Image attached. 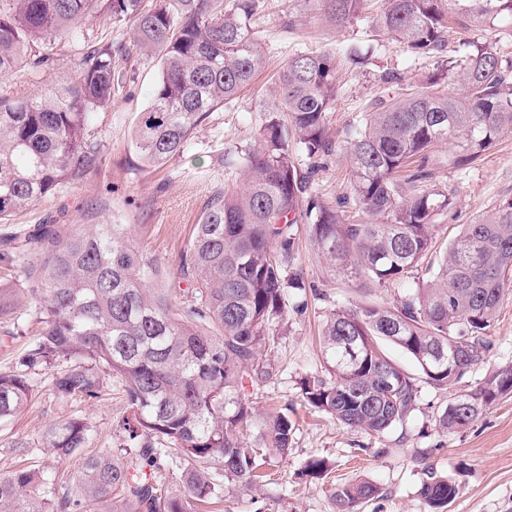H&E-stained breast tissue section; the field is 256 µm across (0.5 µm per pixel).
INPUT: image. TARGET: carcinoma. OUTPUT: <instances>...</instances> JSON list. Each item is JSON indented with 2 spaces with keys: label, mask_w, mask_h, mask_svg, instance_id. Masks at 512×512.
<instances>
[{
  "label": "carcinoma",
  "mask_w": 512,
  "mask_h": 512,
  "mask_svg": "<svg viewBox=\"0 0 512 512\" xmlns=\"http://www.w3.org/2000/svg\"><path fill=\"white\" fill-rule=\"evenodd\" d=\"M328 20L343 27L366 0H323ZM256 0H0V76L31 84L68 61L72 73L37 93L0 91V221L56 195L97 170L96 116L123 88L130 51L112 40L126 25L139 56H160V77L138 113L132 146L143 167L181 157L198 127L249 86L265 66L251 26ZM462 26L495 30L512 22V0H386L377 19L416 57L442 53L449 17ZM92 20L106 31L89 32ZM460 57L387 104H378L346 131L354 182L349 202L365 218L307 194L297 167L333 153L328 115L336 100L335 58L295 55L254 144L238 151L247 181L211 192L177 276L159 283L162 264L135 240L129 224L78 225L62 236L44 228L28 240L26 277L36 287L29 319L9 336L39 324L37 338L11 370L0 372V422L33 401L38 377L52 372L63 399L95 401L106 377L122 381L129 415L117 425L114 448H90L93 428L81 418L49 426L40 447L67 462L72 474L35 465L0 473V512H206L224 502V485L264 486L266 449L292 450L288 414L264 419L258 442L240 428L252 418L237 396L243 380H265V349L285 320V295L305 288L295 264V226L305 224L319 256L369 290L398 288L428 254L426 280L399 294L392 307L334 310L320 339L329 377L301 379L303 400L351 427L382 433L415 406L417 378L380 348L400 347L436 387L482 366L486 329L512 282V198L495 204L451 241L435 236L438 216L453 204L447 190L424 183L428 154L447 144L450 162L474 163L512 130V60L488 41H471ZM458 83L463 93L448 92ZM186 287H181V284ZM19 290L0 289V318L13 313ZM462 357L430 363L448 341ZM512 393V365L486 374L462 406L440 416L456 432ZM177 476V484L170 478ZM370 481L332 489L338 512H359L379 496ZM429 512H446L452 479L429 473L419 489Z\"/></svg>",
  "instance_id": "cac0c4a2"
}]
</instances>
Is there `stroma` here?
I'll return each instance as SVG.
<instances>
[{
    "label": "stroma",
    "mask_w": 512,
    "mask_h": 512,
    "mask_svg": "<svg viewBox=\"0 0 512 512\" xmlns=\"http://www.w3.org/2000/svg\"><path fill=\"white\" fill-rule=\"evenodd\" d=\"M381 8V0H368L361 18L337 28L313 2L257 0L252 28L265 47V69L248 89L212 113L182 157L158 170L142 168L131 144L135 116L146 107L158 79V62L131 60L123 90L112 109L98 118L100 168L84 182L65 187L8 223H0V239L24 243L38 224L65 231L73 224L110 221L131 225L142 246L167 265H176L210 192L243 184L242 168L226 164L224 156L250 146L257 138L266 119L263 106L289 57L311 51L334 55L337 93L327 121L337 141L376 100L395 97L434 72V58L403 52L375 28L372 20ZM480 37L512 58V25L507 23L487 34L452 25L445 56L464 53L466 42ZM449 155L448 146H437L427 163L433 184L453 196L451 211L438 219L436 236L443 240L452 239L463 225L486 214L498 201L512 197V131L502 133L496 145L472 166L456 167L450 164ZM295 162L300 170H312L309 191L314 197L334 205L349 193L350 168L344 151L323 157L315 165L300 153ZM295 249V266L306 288L286 296V319L268 355L272 376L245 382L240 393L253 415L247 439H254L267 412L284 408L294 424L293 450L285 460L270 455L274 483L254 492L234 487L225 493L223 512H337L332 488L363 480L376 483L381 493L361 512H428L419 488L431 472L450 477L456 484L457 495L448 512H512V394L500 398L465 429L449 433L439 426V417L452 398L471 391L487 372L512 365V288L504 290L497 317L487 331L491 351L486 363L451 387H434L407 354L383 343L384 353L395 364L416 375L420 396L403 420L383 433L369 434L308 406L299 381L327 373L318 336L329 313L342 305L390 307L397 291L369 292L354 279L334 273L319 257L307 226H299ZM126 413L115 379H107L97 401H66L58 397L50 375L45 374L35 400L17 417L0 422V434L34 443L51 423L78 415L92 425L95 447L109 448L118 441L113 426ZM314 456L331 463L326 477L303 476L304 466Z\"/></svg>",
    "instance_id": "stroma-1"
}]
</instances>
